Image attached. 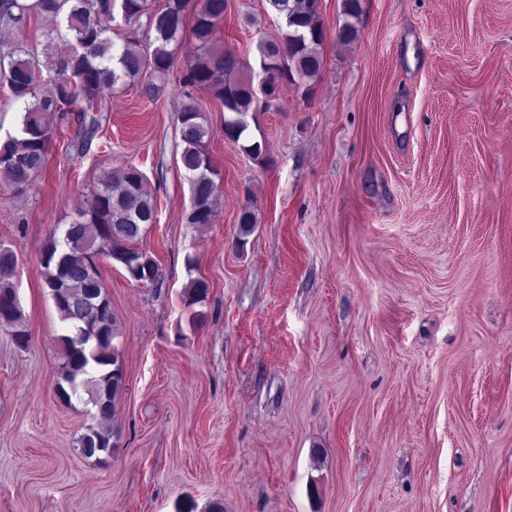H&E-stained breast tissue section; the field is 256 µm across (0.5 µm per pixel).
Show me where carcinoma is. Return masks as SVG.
<instances>
[{"mask_svg": "<svg viewBox=\"0 0 512 512\" xmlns=\"http://www.w3.org/2000/svg\"><path fill=\"white\" fill-rule=\"evenodd\" d=\"M148 0H0V20L19 22L31 9L60 18V26L49 31L50 41L60 40L63 51L46 57L0 59V80L7 82L14 99L22 106L19 134L0 142V176L16 189L28 187L46 165L51 130L46 112H63L76 103L83 113L96 110L105 91L117 84L146 82V93L159 90L175 63V53L187 25L192 0H166L153 10ZM344 22L338 37L356 38L351 22L358 0H344ZM268 8L282 19L284 29L276 40L258 46V63L280 56L279 82L285 86L315 80L322 69L320 46L324 40L321 4L316 0H266ZM228 0H204L193 13L192 33L198 53L185 68V88L209 90L227 110L222 128L224 139L240 144L248 130L247 117L256 102L254 72L250 63L231 51L216 53L213 42L218 24L224 20ZM121 18L128 32L122 43L112 39L113 24ZM182 145L178 166L191 191L187 223L205 226L213 222L214 199L219 192L220 173L207 150L210 129L204 115L186 106L179 116ZM156 210L145 174L129 164L118 178H108L86 196L77 219L54 230L45 243L40 265L46 288L61 315L65 335L62 362L56 381L59 398L83 390L95 396L99 405L88 413L91 436L82 433L76 450L82 452L87 440L101 446V454L112 452L111 433L100 424L112 418L124 387V369L113 345L115 317L112 303L100 279L98 260L121 264L131 280L155 283L158 266L148 253L137 247L146 226L155 223ZM240 232L251 234L257 224L252 206L243 207ZM209 286L201 278L189 277L184 303L191 307L206 301ZM7 329L17 346L29 342L21 302L10 308Z\"/></svg>", "mask_w": 512, "mask_h": 512, "instance_id": "carcinoma-1", "label": "carcinoma"}]
</instances>
